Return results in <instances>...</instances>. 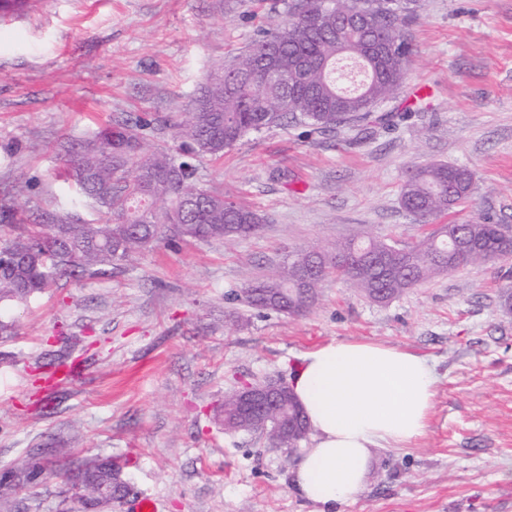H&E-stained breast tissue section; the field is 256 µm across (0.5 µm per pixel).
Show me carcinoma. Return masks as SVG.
Listing matches in <instances>:
<instances>
[{
	"label": "carcinoma",
	"instance_id": "obj_1",
	"mask_svg": "<svg viewBox=\"0 0 512 512\" xmlns=\"http://www.w3.org/2000/svg\"><path fill=\"white\" fill-rule=\"evenodd\" d=\"M414 0H289L288 20L263 29L249 50L207 79L193 111L175 125L184 158L176 159L150 144L149 122L139 120L104 128L87 140L70 160L69 177L81 194L93 200L96 222H81L60 209L41 224L12 223V205L0 202V303L24 302L53 287L62 276L105 277L133 254L160 242L167 233L193 240L233 241L257 231L261 222L253 210L224 198V193L196 187L194 161L216 157L243 136L300 119L316 129L334 130L371 117L378 104L401 90L412 48L400 34V12L411 11ZM281 80L261 73L269 49ZM457 203L471 199L472 175L448 164H430L406 176L401 203L428 219L448 210V185ZM450 228L476 239L503 257L512 256V227L471 221ZM389 244L368 237L336 243L321 255L316 278L334 274L368 298L391 300L439 275L484 259L470 252L448 259L446 235L431 233L407 256L393 259L396 273L381 280L368 255H383ZM315 252L289 254L264 279H252L244 289L247 303L267 308L268 292L286 288L282 306L290 314L305 312L314 297L297 290L302 270ZM112 458L101 459L93 471H82L86 512L126 491L111 482Z\"/></svg>",
	"mask_w": 512,
	"mask_h": 512
}]
</instances>
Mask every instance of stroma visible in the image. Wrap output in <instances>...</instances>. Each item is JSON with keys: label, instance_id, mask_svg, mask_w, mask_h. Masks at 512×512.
Masks as SVG:
<instances>
[{"label": "stroma", "instance_id": "35a3bbf8", "mask_svg": "<svg viewBox=\"0 0 512 512\" xmlns=\"http://www.w3.org/2000/svg\"><path fill=\"white\" fill-rule=\"evenodd\" d=\"M287 0H42L25 22L0 15V199L28 214L69 202L59 144L147 119L170 124L207 76L284 18ZM414 53L374 120L321 131L301 122L245 136L197 163L201 186L256 211L232 243L166 239L112 276L61 279L0 307V475L40 464L0 512H58L59 467L124 459L159 512H316L295 459L254 432L224 428V395L287 379L331 340L424 357L435 376L425 433L374 451L364 489L335 512H512V257L465 266L378 303L326 277L304 314L249 307L246 280L303 247L374 237L399 247L432 224L512 225V0H416L402 26ZM473 172L468 203L423 224L401 205L408 169ZM80 359L87 378H52Z\"/></svg>", "mask_w": 512, "mask_h": 512}]
</instances>
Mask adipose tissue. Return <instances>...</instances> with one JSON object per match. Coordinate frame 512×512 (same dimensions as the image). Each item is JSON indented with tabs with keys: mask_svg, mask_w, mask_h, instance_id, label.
I'll return each mask as SVG.
<instances>
[{
	"mask_svg": "<svg viewBox=\"0 0 512 512\" xmlns=\"http://www.w3.org/2000/svg\"><path fill=\"white\" fill-rule=\"evenodd\" d=\"M288 385L315 444L295 468L309 502L350 501L364 486L372 450L424 434L435 377L420 356L371 342L332 340L301 356Z\"/></svg>",
	"mask_w": 512,
	"mask_h": 512,
	"instance_id": "ef3b65f1",
	"label": "adipose tissue"
}]
</instances>
